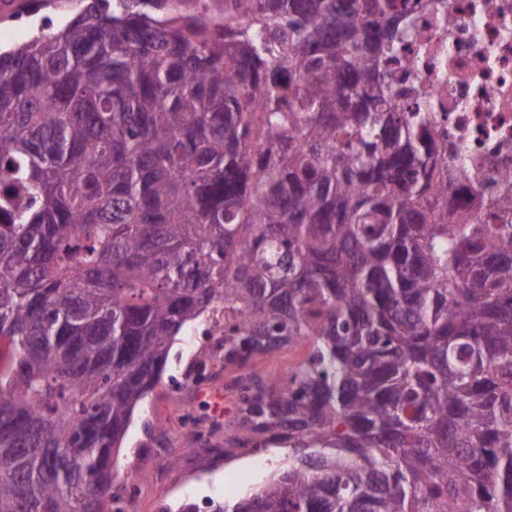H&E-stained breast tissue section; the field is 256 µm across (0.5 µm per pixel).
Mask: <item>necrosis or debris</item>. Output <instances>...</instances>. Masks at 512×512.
<instances>
[{
  "label": "necrosis or debris",
  "instance_id": "1",
  "mask_svg": "<svg viewBox=\"0 0 512 512\" xmlns=\"http://www.w3.org/2000/svg\"><path fill=\"white\" fill-rule=\"evenodd\" d=\"M451 2L447 15L416 17L405 57L425 77L431 115L447 135L450 204L474 215L479 180L512 175V0Z\"/></svg>",
  "mask_w": 512,
  "mask_h": 512
}]
</instances>
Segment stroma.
I'll return each mask as SVG.
<instances>
[{
  "mask_svg": "<svg viewBox=\"0 0 512 512\" xmlns=\"http://www.w3.org/2000/svg\"><path fill=\"white\" fill-rule=\"evenodd\" d=\"M81 7V0H0V50L32 38L47 23L71 19ZM308 352V344H295L232 367L208 319L192 323L175 341L114 456L125 512H180L187 503L211 512L214 502L234 503L263 485L287 464L288 451L232 447L235 409L253 383L279 390Z\"/></svg>",
  "mask_w": 512,
  "mask_h": 512,
  "instance_id": "obj_1",
  "label": "stroma"
}]
</instances>
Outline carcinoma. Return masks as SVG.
Segmentation results:
<instances>
[{"label": "carcinoma", "instance_id": "1", "mask_svg": "<svg viewBox=\"0 0 512 512\" xmlns=\"http://www.w3.org/2000/svg\"><path fill=\"white\" fill-rule=\"evenodd\" d=\"M91 0L0 53V512H120L113 451L182 329L301 339L214 512H512V178L455 190L411 13L446 0Z\"/></svg>", "mask_w": 512, "mask_h": 512}]
</instances>
